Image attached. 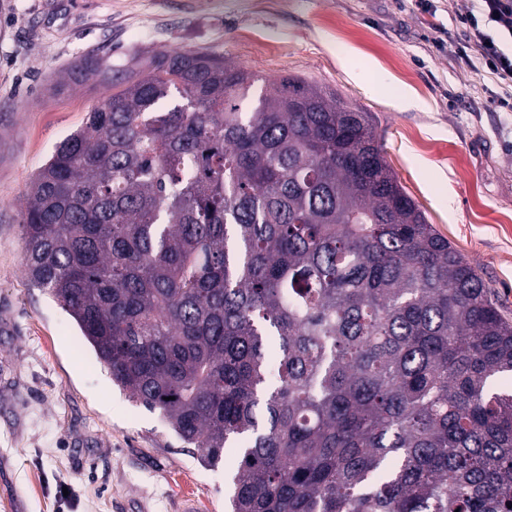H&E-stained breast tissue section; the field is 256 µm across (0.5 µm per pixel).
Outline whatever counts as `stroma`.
Returning a JSON list of instances; mask_svg holds the SVG:
<instances>
[{
	"mask_svg": "<svg viewBox=\"0 0 512 512\" xmlns=\"http://www.w3.org/2000/svg\"><path fill=\"white\" fill-rule=\"evenodd\" d=\"M471 0H0V512H224L200 464L128 399L74 320L24 271L31 176L111 94L52 88L81 56L207 50L267 80L298 76L370 113L428 222L512 322V112L449 50Z\"/></svg>",
	"mask_w": 512,
	"mask_h": 512,
	"instance_id": "obj_1",
	"label": "stroma"
}]
</instances>
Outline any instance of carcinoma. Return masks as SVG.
Instances as JSON below:
<instances>
[{
	"mask_svg": "<svg viewBox=\"0 0 512 512\" xmlns=\"http://www.w3.org/2000/svg\"><path fill=\"white\" fill-rule=\"evenodd\" d=\"M115 92L32 176L25 272L229 512H512V324L371 118L206 50L97 54ZM180 102L165 112L159 104Z\"/></svg>",
	"mask_w": 512,
	"mask_h": 512,
	"instance_id": "1",
	"label": "carcinoma"
}]
</instances>
